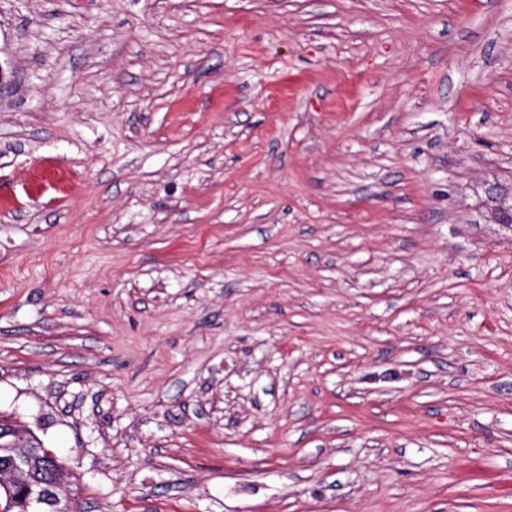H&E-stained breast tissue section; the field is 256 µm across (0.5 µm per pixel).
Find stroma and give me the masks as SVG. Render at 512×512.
I'll return each instance as SVG.
<instances>
[{"mask_svg":"<svg viewBox=\"0 0 512 512\" xmlns=\"http://www.w3.org/2000/svg\"><path fill=\"white\" fill-rule=\"evenodd\" d=\"M489 183L512 0H0V413L86 512H512Z\"/></svg>","mask_w":512,"mask_h":512,"instance_id":"1","label":"stroma"}]
</instances>
